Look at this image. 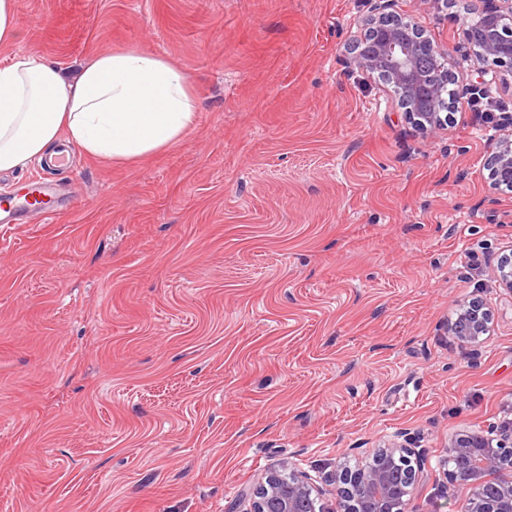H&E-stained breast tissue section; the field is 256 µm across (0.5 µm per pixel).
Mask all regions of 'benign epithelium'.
I'll return each mask as SVG.
<instances>
[{"label": "benign epithelium", "mask_w": 512, "mask_h": 512, "mask_svg": "<svg viewBox=\"0 0 512 512\" xmlns=\"http://www.w3.org/2000/svg\"><path fill=\"white\" fill-rule=\"evenodd\" d=\"M394 0H375L373 15L366 19L365 34L371 37V51H357L354 64L368 75H377L391 85L397 104L406 117L423 128L441 126V111L450 108L443 88L433 81L420 63L427 51L439 69H445V53L437 49L425 31L406 16L395 24H384ZM476 11L482 25L468 22L461 28V45L476 62L491 58H512V0H479ZM488 178L496 187L512 183V138L499 141L488 163ZM491 311L473 299L450 325L457 343L466 346L488 333ZM457 462L449 473L453 486L472 504L474 512H512V431L502 440L493 428L471 431L448 446ZM407 444L380 448L366 469L343 468L336 474L335 507L332 512H406L408 496L421 464H412ZM281 473L271 472L255 488L252 512H302L303 504L318 499L320 489L306 474L288 473L280 485Z\"/></svg>", "instance_id": "obj_1"}]
</instances>
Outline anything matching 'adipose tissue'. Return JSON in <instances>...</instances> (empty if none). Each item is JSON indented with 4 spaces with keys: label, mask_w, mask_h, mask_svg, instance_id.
<instances>
[{
    "label": "adipose tissue",
    "mask_w": 512,
    "mask_h": 512,
    "mask_svg": "<svg viewBox=\"0 0 512 512\" xmlns=\"http://www.w3.org/2000/svg\"><path fill=\"white\" fill-rule=\"evenodd\" d=\"M195 122L185 75L150 53L104 52L71 77L27 54L0 66V171L53 159L63 137L89 156L144 159Z\"/></svg>",
    "instance_id": "obj_1"
}]
</instances>
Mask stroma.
I'll list each match as a JSON object with an SVG mask.
<instances>
[{"mask_svg":"<svg viewBox=\"0 0 512 512\" xmlns=\"http://www.w3.org/2000/svg\"><path fill=\"white\" fill-rule=\"evenodd\" d=\"M25 53L76 70L137 49L179 68L196 123L117 165L71 148L0 172L51 221L0 224V512H250L270 470L337 468L409 433L407 512H467L451 440L512 418L508 66L457 45L470 0H396L506 117L458 101L417 130L353 63L369 0H15ZM492 310L473 349L448 328ZM488 163V178L493 186L512 183V139L504 137L495 147Z\"/></svg>","mask_w":512,"mask_h":512,"instance_id":"1","label":"stroma"}]
</instances>
